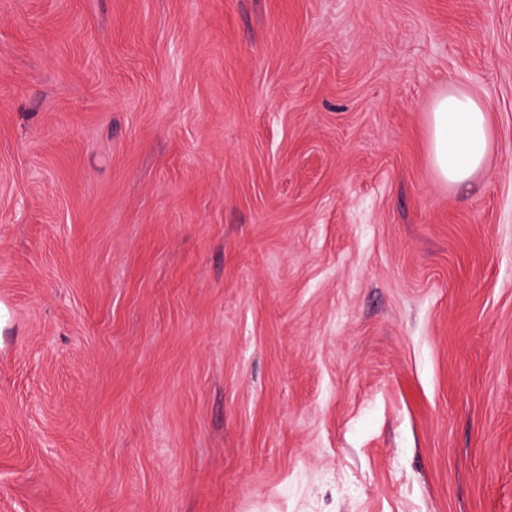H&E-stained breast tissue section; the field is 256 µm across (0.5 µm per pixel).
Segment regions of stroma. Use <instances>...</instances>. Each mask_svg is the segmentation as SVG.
<instances>
[{
    "mask_svg": "<svg viewBox=\"0 0 512 512\" xmlns=\"http://www.w3.org/2000/svg\"><path fill=\"white\" fill-rule=\"evenodd\" d=\"M0 512H512V0H0ZM429 155L437 177L463 183L485 163L490 133L482 102L458 88L438 96L429 113Z\"/></svg>",
    "mask_w": 512,
    "mask_h": 512,
    "instance_id": "1",
    "label": "stroma"
}]
</instances>
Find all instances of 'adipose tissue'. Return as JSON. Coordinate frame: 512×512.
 Wrapping results in <instances>:
<instances>
[{"label":"adipose tissue","mask_w":512,"mask_h":512,"mask_svg":"<svg viewBox=\"0 0 512 512\" xmlns=\"http://www.w3.org/2000/svg\"><path fill=\"white\" fill-rule=\"evenodd\" d=\"M490 133L482 102L458 88L438 96L429 115V155L437 177L448 184L471 178L485 163Z\"/></svg>","instance_id":"adipose-tissue-1"}]
</instances>
